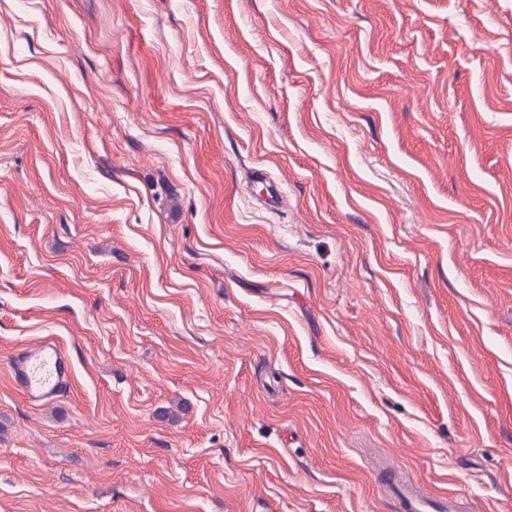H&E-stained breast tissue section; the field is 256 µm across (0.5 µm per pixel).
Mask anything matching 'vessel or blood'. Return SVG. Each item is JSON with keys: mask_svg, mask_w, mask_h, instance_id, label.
<instances>
[{"mask_svg": "<svg viewBox=\"0 0 512 512\" xmlns=\"http://www.w3.org/2000/svg\"><path fill=\"white\" fill-rule=\"evenodd\" d=\"M10 378L27 402L37 406L46 404L69 390L71 359L59 345L45 341L14 356ZM393 484L400 512H429L426 494L417 481L398 477Z\"/></svg>", "mask_w": 512, "mask_h": 512, "instance_id": "1", "label": "vessel or blood"}]
</instances>
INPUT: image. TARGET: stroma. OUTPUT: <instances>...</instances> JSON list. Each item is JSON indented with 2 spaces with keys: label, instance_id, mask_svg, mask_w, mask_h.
Segmentation results:
<instances>
[{
  "label": "stroma",
  "instance_id": "obj_1",
  "mask_svg": "<svg viewBox=\"0 0 512 512\" xmlns=\"http://www.w3.org/2000/svg\"><path fill=\"white\" fill-rule=\"evenodd\" d=\"M382 459L512 512V0H0V512H397ZM10 378L27 402L37 406L47 404L69 390L71 359L59 345L44 341L14 356Z\"/></svg>",
  "mask_w": 512,
  "mask_h": 512
}]
</instances>
